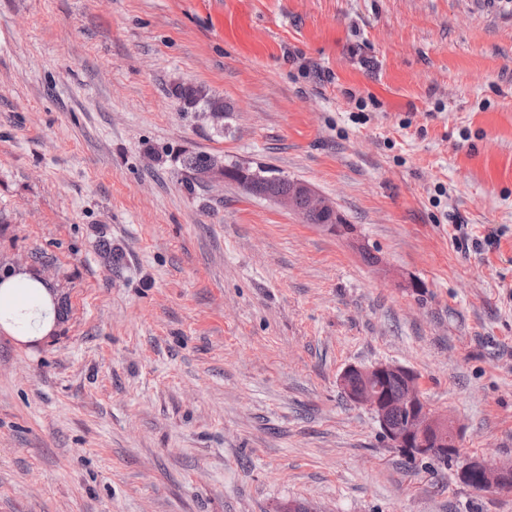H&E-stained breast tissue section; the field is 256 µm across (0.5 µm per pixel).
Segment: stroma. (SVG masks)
Instances as JSON below:
<instances>
[{"mask_svg":"<svg viewBox=\"0 0 512 512\" xmlns=\"http://www.w3.org/2000/svg\"><path fill=\"white\" fill-rule=\"evenodd\" d=\"M193 154L309 183L416 287ZM23 266L57 325L0 330V512H512L338 385L410 367L464 456L512 461V0H0ZM176 98L183 101L184 105H196L203 110L220 109L223 112L217 114L221 117L224 122V103L218 99L211 98L208 93L202 88L194 85H182L175 91Z\"/></svg>","mask_w":512,"mask_h":512,"instance_id":"1","label":"stroma"}]
</instances>
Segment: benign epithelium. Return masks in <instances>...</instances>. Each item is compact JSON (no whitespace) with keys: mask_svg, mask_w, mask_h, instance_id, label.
Returning <instances> with one entry per match:
<instances>
[{"mask_svg":"<svg viewBox=\"0 0 512 512\" xmlns=\"http://www.w3.org/2000/svg\"><path fill=\"white\" fill-rule=\"evenodd\" d=\"M202 178L207 183L215 180L234 183L242 191L257 195L262 184L273 179V176L264 175L261 170L243 164L233 167L224 162V158L213 155ZM270 200L300 215L310 212L319 216L321 228L330 233L341 229L343 238L353 248L359 252L366 249L356 227L347 223L336 204L315 191L310 184L290 178L288 187L270 196ZM390 381L400 384L393 394L382 389V385ZM338 383L350 402L373 415L389 447L413 459L427 458L442 462L450 456H460L459 425L428 404L420 391L418 375L411 368L385 361L368 366L350 364L340 373ZM395 412L407 414L404 425L399 427L393 424L392 414ZM459 476L473 480L474 489L512 494L511 461L491 463L483 458L467 460Z\"/></svg>","mask_w":512,"mask_h":512,"instance_id":"obj_1","label":"benign epithelium"}]
</instances>
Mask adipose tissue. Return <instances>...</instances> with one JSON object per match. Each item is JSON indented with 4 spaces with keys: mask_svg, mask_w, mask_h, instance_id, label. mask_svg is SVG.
I'll return each mask as SVG.
<instances>
[{
    "mask_svg": "<svg viewBox=\"0 0 512 512\" xmlns=\"http://www.w3.org/2000/svg\"><path fill=\"white\" fill-rule=\"evenodd\" d=\"M56 294L36 272L20 269L0 281V328L32 344L53 332Z\"/></svg>",
    "mask_w": 512,
    "mask_h": 512,
    "instance_id": "obj_1",
    "label": "adipose tissue"
}]
</instances>
